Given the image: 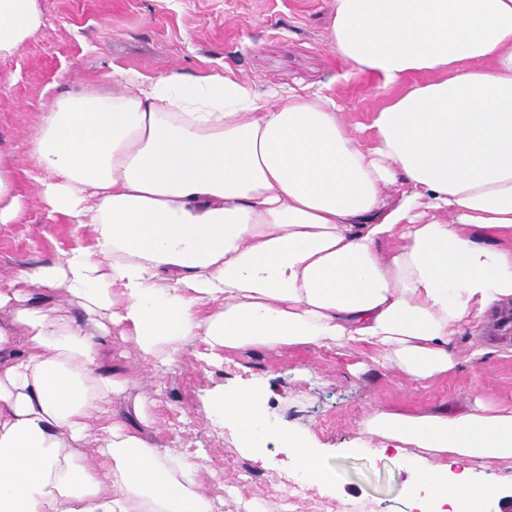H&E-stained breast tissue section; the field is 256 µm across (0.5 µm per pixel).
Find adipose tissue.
Segmentation results:
<instances>
[{
  "label": "adipose tissue",
  "instance_id": "adipose-tissue-1",
  "mask_svg": "<svg viewBox=\"0 0 512 512\" xmlns=\"http://www.w3.org/2000/svg\"><path fill=\"white\" fill-rule=\"evenodd\" d=\"M42 24L39 0H0V58ZM329 43L379 80L369 140L328 97L219 73L118 71L39 114L26 176L87 239L0 289V512H211L148 397L112 407L129 385L105 364L113 336L160 363L196 342L208 358L362 345L426 383L456 367L462 325L512 313V0H336ZM59 292L73 315L48 305ZM262 399L210 405L255 459ZM361 433L410 461L423 512L497 495L450 463L512 460V406L479 398L377 407ZM279 441L331 480L307 434Z\"/></svg>",
  "mask_w": 512,
  "mask_h": 512
}]
</instances>
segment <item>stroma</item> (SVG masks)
<instances>
[{
	"instance_id": "35a3bbf8",
	"label": "stroma",
	"mask_w": 512,
	"mask_h": 512,
	"mask_svg": "<svg viewBox=\"0 0 512 512\" xmlns=\"http://www.w3.org/2000/svg\"><path fill=\"white\" fill-rule=\"evenodd\" d=\"M336 0H39L44 16L12 56L0 59V155L16 170L29 164L38 113L66 92L110 86L113 70L156 79L173 73L230 74L259 92L322 94L344 120L368 124L383 97L378 80L352 72L328 39ZM22 218L0 224V289L16 266L55 257L79 238L50 215L29 183ZM457 367L418 384L370 361L359 347L291 346L229 349L219 364L186 345L176 361L144 360L133 342L113 337L107 360L133 379L127 398L147 395L162 442L201 466L202 489L214 512H275L291 474L276 437L266 463L255 464L237 433L215 428L206 408L217 388L231 393L263 386L273 428L310 434L331 482H318L319 500L302 499L288 512H416L403 486L407 473L379 439L362 447L359 426L373 406L409 413L455 407L474 397L512 405V330L486 322L463 327L453 342ZM483 349L471 359L473 349Z\"/></svg>"
}]
</instances>
